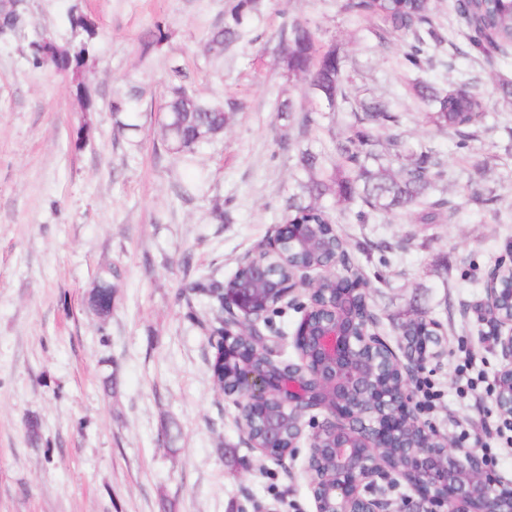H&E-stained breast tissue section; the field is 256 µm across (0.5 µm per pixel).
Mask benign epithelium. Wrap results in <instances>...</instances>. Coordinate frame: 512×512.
<instances>
[{
  "mask_svg": "<svg viewBox=\"0 0 512 512\" xmlns=\"http://www.w3.org/2000/svg\"><path fill=\"white\" fill-rule=\"evenodd\" d=\"M324 224H278L273 236L242 263L249 276L224 293V367L234 359V405L240 431L250 447L284 460L283 448L306 440L305 472L314 478L316 462L331 454L336 480L325 490L313 488L316 512H408L409 499L396 504L392 488H375L376 478L396 472L415 493L422 512H512V481L488 476L474 456L450 450L448 436L426 425L414 403L412 382L438 360L431 345L419 354L401 335L389 344L376 331L367 293L335 260L320 271L301 268L286 281L270 279L271 262L283 246L308 245L322 235ZM320 289L331 317L303 315L288 344L299 357L300 373L271 374L249 350L237 346L239 322L252 319V335L269 326L271 308L292 302L307 285ZM481 319L492 328L504 363L495 373L496 406L512 420V262L493 268L487 278ZM263 423V444L250 437V425Z\"/></svg>",
  "mask_w": 512,
  "mask_h": 512,
  "instance_id": "7a95c632",
  "label": "benign epithelium"
}]
</instances>
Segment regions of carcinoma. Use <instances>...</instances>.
<instances>
[{"instance_id": "obj_1", "label": "carcinoma", "mask_w": 512, "mask_h": 512, "mask_svg": "<svg viewBox=\"0 0 512 512\" xmlns=\"http://www.w3.org/2000/svg\"><path fill=\"white\" fill-rule=\"evenodd\" d=\"M344 11L364 21L376 23L375 35L385 44L392 38L413 34L412 42L403 51L406 68L420 72L432 64L431 42L437 40L432 0H345ZM260 9L259 0H235L224 15L223 24L214 28L205 44L211 55H221L241 37L253 14ZM452 9L467 21L466 40L470 51L487 55L496 48L502 56L512 53V0H453ZM69 24L75 39L60 46L49 35L50 53L31 48L29 63L34 67L51 66L74 84L76 95L86 112L96 109L95 101L86 91L81 76L95 58V24L86 14L70 11ZM19 26L12 0H0V31L13 35ZM280 63L289 75L304 79L318 97L334 105L349 101L340 58L335 51H321L309 23L297 18L284 22L280 36ZM414 90L425 106L424 118L437 128L453 131L459 146L465 148L471 138L469 129L485 112L484 92L480 83L470 78L448 90L415 81ZM146 89L131 84L112 100L116 127L135 133L136 123ZM239 111L234 101L226 103L204 99L182 85H173L161 107V135L167 149L175 151L187 162L196 149L211 137L224 131L233 114ZM354 124L349 135L335 144L336 160L332 169L325 166V157L310 151L301 153L299 164L305 177L296 178L283 200L282 219L293 224H332L331 211L339 203L353 206L348 217L354 224L384 220L405 209H416L425 224H433L443 211L453 213L457 204L445 197H436V181L444 176L446 161L431 146L422 144L411 154L410 162L393 168L390 157H399L402 146L400 116L389 102L371 97L356 102L352 110ZM393 130L387 138L388 154L378 150L380 140L373 130ZM332 203L325 204L326 198ZM296 264L316 265L323 260L321 250L314 246L287 252ZM120 277L112 264L101 268L85 297L87 310L99 320L100 342L109 343L108 323L112 316L114 284ZM235 283L209 277L189 285L207 295L213 309L208 326L213 360L224 361V288Z\"/></svg>"}]
</instances>
